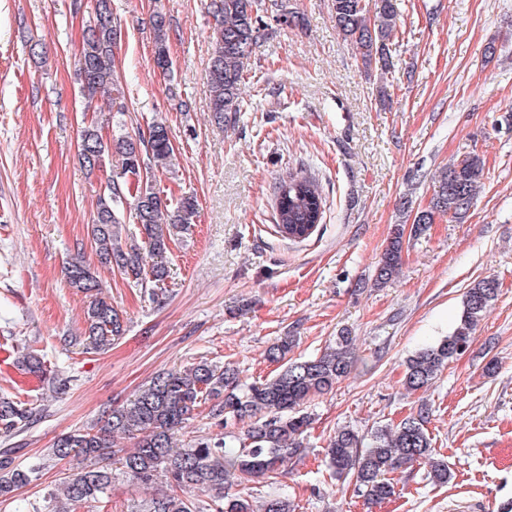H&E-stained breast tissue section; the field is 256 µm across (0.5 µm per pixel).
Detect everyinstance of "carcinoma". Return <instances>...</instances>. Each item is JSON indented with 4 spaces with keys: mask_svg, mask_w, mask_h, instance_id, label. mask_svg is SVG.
<instances>
[{
    "mask_svg": "<svg viewBox=\"0 0 512 512\" xmlns=\"http://www.w3.org/2000/svg\"><path fill=\"white\" fill-rule=\"evenodd\" d=\"M276 20L290 26L302 17L289 8V0H274ZM215 21L209 62L210 111L215 122L242 111L245 85L244 60L253 51L264 26L255 0H210ZM374 14V21L368 15ZM331 18L344 40L355 46L363 64H380L386 74L393 66L391 40L397 28L395 0H331ZM155 36L153 63L169 70L171 59L166 44V18L151 17ZM118 25L110 0H94L93 23L84 32L78 57L81 94L88 100L103 97L102 112H112L114 103L125 99L124 87L115 70L114 48ZM79 151L82 163L93 172L105 159L118 153L121 172L108 180L107 191L98 197L96 217L91 225L92 240L101 264L129 277L148 290L150 300L164 284V264L169 241L176 232H188L195 223L197 201L183 196L171 208L153 178L158 163L174 155L171 130L162 122L149 127L148 136H123L112 142L96 126L81 131ZM484 165L470 156L449 165L435 179L428 210L416 216L414 232L433 223L435 214L463 218L471 209ZM141 224L144 238L139 244L124 245L119 229L124 212ZM324 202L315 180L290 174L275 187V224L281 237L293 242L308 239L321 223ZM405 225L397 224L383 250L375 272V286L394 281L402 268ZM69 285L92 295L86 315L89 349L104 350L124 333V324L112 303L101 296L97 276L81 260L65 266ZM499 292L497 279L486 276L474 281L464 295L463 310L453 331L406 360L404 386L415 392L429 384L476 339L480 321ZM292 336H282L270 347L268 357L280 364L271 378L250 384L242 382L237 370L199 361L186 369L167 370L156 375L128 406L112 408L98 429L75 430L60 436L53 455L76 462L77 472L64 489V500L53 512H73L72 507L98 499L112 484V468L105 463L114 456L128 476L148 484L162 473L172 492L153 499L150 512H201L202 506L188 495L198 492L217 505V512H294L290 501L269 494L259 507L233 490L241 484L271 479L284 463L303 451V440L311 415L303 405L315 396L334 389L357 364L353 337L343 331L336 345L308 359H291ZM211 402L210 414L224 425V440H200L190 448L175 447V431L194 416L201 402ZM429 408L394 426H382L367 438L348 427L336 430L327 452L329 477L348 480L368 504L381 503L395 494L389 475L426 460L429 478L435 484L448 483V464L435 458V449L425 424ZM32 417L27 403L8 395L0 396V431L13 433ZM128 437L134 447L119 448L117 439ZM33 470L14 464L13 449L0 451V498L13 493L30 480Z\"/></svg>",
    "mask_w": 512,
    "mask_h": 512,
    "instance_id": "obj_1",
    "label": "carcinoma"
}]
</instances>
